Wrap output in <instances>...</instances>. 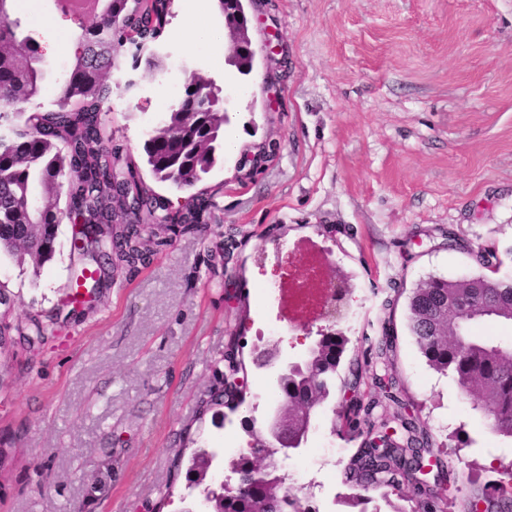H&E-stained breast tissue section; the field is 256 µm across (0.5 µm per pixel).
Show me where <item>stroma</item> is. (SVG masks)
Listing matches in <instances>:
<instances>
[{
  "mask_svg": "<svg viewBox=\"0 0 512 512\" xmlns=\"http://www.w3.org/2000/svg\"><path fill=\"white\" fill-rule=\"evenodd\" d=\"M248 11L251 74L192 37L200 26L223 28L219 9L173 0L152 46L164 70L132 69L124 53L108 75L124 90L104 125L138 163L170 89L193 71L221 88L232 121L223 158L194 189L214 202L198 230L173 237L147 266L119 267L75 316L64 305L82 264L70 224H59L40 273L0 260L11 304V341L0 349V512H182L199 503L187 470L194 452L216 451L224 435L205 404L230 336L246 362L259 345L257 288L281 289L276 341L288 357L304 353L299 339L313 316L276 273L285 257L349 278L354 319L337 326L348 339L339 375L358 364L377 414L395 410L374 380L385 371L393 393L420 408L448 460L445 512H464L471 493L497 480V466L512 463V440L492 434L429 366L407 320L419 281L480 273L471 249L499 253L500 274H512V0H251ZM10 17L56 45L41 96L24 107L53 111L71 44L95 17L62 20L56 0H38L31 13L12 5ZM262 142L275 144L273 157L240 180L239 159ZM143 179L174 211L194 192ZM450 229L467 249H448ZM34 317L51 336L31 347L18 330ZM386 331L394 348L382 365L370 346ZM341 404L337 391L318 409L309 442L343 456L319 455L304 472L283 458L279 473L321 512H358L342 503L356 494L367 512H381V489L347 479L361 440L337 425Z\"/></svg>",
  "mask_w": 512,
  "mask_h": 512,
  "instance_id": "1",
  "label": "stroma"
}]
</instances>
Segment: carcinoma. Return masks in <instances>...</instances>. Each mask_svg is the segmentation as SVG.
Returning a JSON list of instances; mask_svg holds the SVG:
<instances>
[{
	"label": "carcinoma",
	"mask_w": 512,
	"mask_h": 512,
	"mask_svg": "<svg viewBox=\"0 0 512 512\" xmlns=\"http://www.w3.org/2000/svg\"><path fill=\"white\" fill-rule=\"evenodd\" d=\"M8 0H0V255L18 265L39 270L55 251L58 225L78 211L85 220V245L107 257L146 263L159 241L144 238L135 226L112 230V138L106 134L100 113L120 87L103 79L118 65L117 48L128 46L133 65L150 62V43L129 39L116 21L125 8L123 0H103L97 20L85 27L70 71L56 83L57 107L71 112L63 134L46 137L32 131L17 108L21 101L37 98L45 79V60L30 35L19 32L10 19ZM195 90H185L182 106L168 113L165 128L147 141L146 163L161 182L180 189L199 183L224 156V106L220 94L201 77ZM199 117L187 124L185 113ZM66 185V204L60 206V185ZM102 273L73 276L67 300L72 304L99 285ZM470 300L466 311L455 306ZM409 322L416 343L436 371L451 376L459 392L477 397L476 408L489 430L512 439V338L481 331L485 323L512 326V277L475 275L458 279L431 277L414 291L409 302ZM348 339L341 333L326 339L308 357L301 371L288 383V398L298 406L329 397ZM400 426L415 437L402 461L410 463L417 449L431 445L420 428V415L400 411ZM378 448H357L354 458L362 468L380 464ZM495 508L512 512V492L492 485ZM263 501L265 512H289L294 500L284 485L276 490L250 488L246 482L227 494L223 512H248ZM410 511L400 506L393 512H442V501L414 491Z\"/></svg>",
	"instance_id": "carcinoma-1"
}]
</instances>
